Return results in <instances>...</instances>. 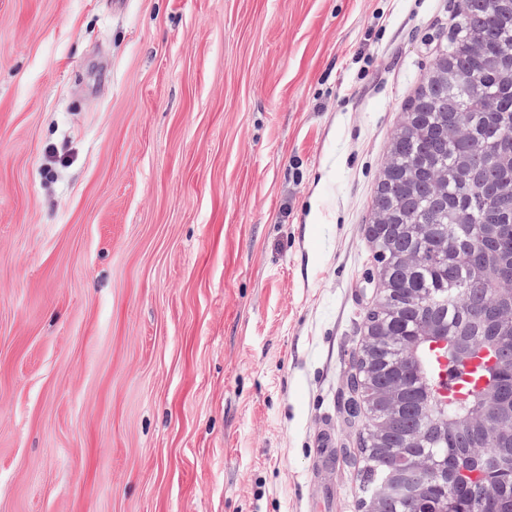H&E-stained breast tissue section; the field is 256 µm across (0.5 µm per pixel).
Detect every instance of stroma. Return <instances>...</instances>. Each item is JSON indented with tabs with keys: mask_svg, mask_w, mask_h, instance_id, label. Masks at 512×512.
<instances>
[{
	"mask_svg": "<svg viewBox=\"0 0 512 512\" xmlns=\"http://www.w3.org/2000/svg\"><path fill=\"white\" fill-rule=\"evenodd\" d=\"M456 6L0 0V512H360L364 227Z\"/></svg>",
	"mask_w": 512,
	"mask_h": 512,
	"instance_id": "1",
	"label": "stroma"
}]
</instances>
